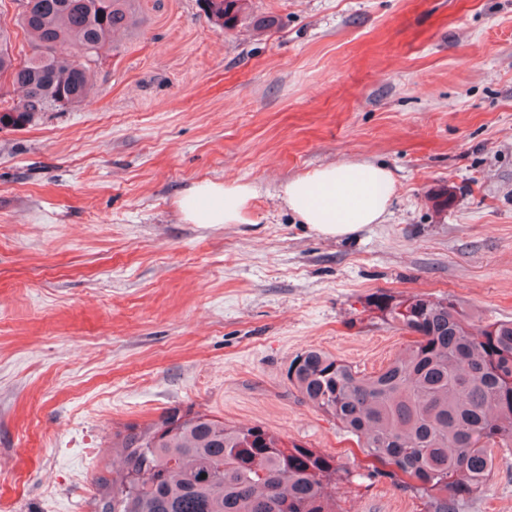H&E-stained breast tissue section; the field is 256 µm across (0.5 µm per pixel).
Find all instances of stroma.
<instances>
[{
    "label": "stroma",
    "instance_id": "obj_1",
    "mask_svg": "<svg viewBox=\"0 0 512 512\" xmlns=\"http://www.w3.org/2000/svg\"><path fill=\"white\" fill-rule=\"evenodd\" d=\"M252 2L278 27L136 0L85 102L0 129V512H94L113 433L173 408L335 457L338 512H422L286 370L399 356L381 293L512 318V0ZM349 160L391 170L385 220L308 230L281 184ZM203 180L254 185L247 223L183 220ZM492 456L460 512H512Z\"/></svg>",
    "mask_w": 512,
    "mask_h": 512
}]
</instances>
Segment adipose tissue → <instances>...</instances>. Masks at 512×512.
Returning <instances> with one entry per match:
<instances>
[{"instance_id": "1", "label": "adipose tissue", "mask_w": 512, "mask_h": 512, "mask_svg": "<svg viewBox=\"0 0 512 512\" xmlns=\"http://www.w3.org/2000/svg\"><path fill=\"white\" fill-rule=\"evenodd\" d=\"M256 193L249 183L201 181L180 199L179 209L183 219L193 224H243ZM392 193L393 179L386 166L344 161L288 180L279 197L311 231L342 239L381 223Z\"/></svg>"}]
</instances>
